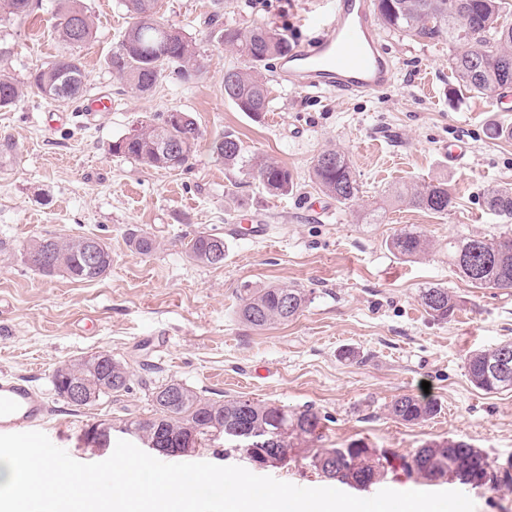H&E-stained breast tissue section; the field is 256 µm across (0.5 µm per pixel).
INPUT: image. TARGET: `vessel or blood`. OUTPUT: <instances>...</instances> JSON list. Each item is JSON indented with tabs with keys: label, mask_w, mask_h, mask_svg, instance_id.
Listing matches in <instances>:
<instances>
[{
	"label": "vessel or blood",
	"mask_w": 512,
	"mask_h": 512,
	"mask_svg": "<svg viewBox=\"0 0 512 512\" xmlns=\"http://www.w3.org/2000/svg\"><path fill=\"white\" fill-rule=\"evenodd\" d=\"M324 6L313 19L320 36L282 59L281 79L299 90L325 89L344 97L389 86L393 69L379 47L371 0H325ZM48 412L28 379L0 374V434L35 430Z\"/></svg>",
	"instance_id": "1"
}]
</instances>
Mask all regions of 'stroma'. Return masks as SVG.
I'll return each instance as SVG.
<instances>
[{"label": "stroma", "instance_id": "1", "mask_svg": "<svg viewBox=\"0 0 512 512\" xmlns=\"http://www.w3.org/2000/svg\"><path fill=\"white\" fill-rule=\"evenodd\" d=\"M22 24H0V45L18 81L63 50L57 0H35ZM94 23L78 48L85 98H111L92 115L73 103L33 94L0 111V372L27 377L52 409L42 431L80 462L108 451L84 433L100 420L153 410L147 384L175 379L216 400L244 398L291 409L315 408L325 419L322 447L354 440L406 454L429 440L461 438L491 466L512 462V391L474 388L464 359L512 340V288L476 289L448 264V242L466 236H512V218L487 211L484 195L512 184V95L488 101L458 89L447 43L427 45L381 29L395 79L383 89L343 98L303 93L281 82L276 60L261 73L271 104L252 120L224 96V70L239 56L211 36L213 0H159V20L195 40L202 70L184 80L166 71L139 96L113 75L107 59L130 23L122 0H83ZM318 0H227L223 23L264 25L303 43ZM191 113L206 138L238 137L248 159L270 158L294 175L292 194L273 196L250 167L225 166L200 147L184 171L146 168L112 152L113 141L157 122L163 112ZM464 138L462 164L443 148ZM345 152L359 199L338 207L310 180L317 155ZM447 183L455 198L439 215L390 200L395 187ZM241 211L266 221V237L228 238L220 266L192 261L185 245L200 232L224 233ZM413 229L431 252L405 261L390 237ZM141 230L157 241L147 255L128 242ZM35 236H91L112 251L108 275L92 283L44 277L24 261ZM444 286L461 305L447 322L426 313L421 289ZM297 286L312 301L288 323L257 330L237 314L244 287ZM356 354L348 360L342 355ZM108 352L127 362L134 384L121 400L76 411L53 391L55 370ZM427 395L440 407L410 426L390 403Z\"/></svg>", "mask_w": 512, "mask_h": 512}]
</instances>
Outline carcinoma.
I'll return each mask as SVG.
<instances>
[{
    "mask_svg": "<svg viewBox=\"0 0 512 512\" xmlns=\"http://www.w3.org/2000/svg\"><path fill=\"white\" fill-rule=\"evenodd\" d=\"M132 25L122 36L129 42L125 53L111 54L107 64L112 73L132 90L144 96L155 88L163 72L178 68L184 79L199 71L196 43L184 28L156 21L143 22L156 15L157 0H123ZM383 25L395 31L436 45L446 42L453 48L449 67L458 84L480 97L498 100L512 91V27L501 24L504 0H375ZM210 24L217 28V37L243 59V65L224 70V96L240 111L259 118L270 108L268 87L260 69L266 61L288 53V40L275 30L256 25L243 32L220 22L224 0H216ZM33 11V0H0V22H22ZM470 26V41L460 43L463 22ZM93 25L80 5V0H62L58 37L65 45L45 66L32 72L27 84L18 82L0 67V109H9L25 96L28 89L45 99L68 101L83 96L85 73L74 50L93 38ZM175 141L179 149L172 153L164 148ZM203 140V134L189 114L180 123L162 117L159 122L139 129L133 137L119 138L112 143V152L136 163L172 171L185 170ZM211 151L227 166L245 162L240 140L230 133L216 138ZM262 187L272 195L294 191L293 174L278 162L267 158L251 164ZM311 179L315 186L336 203L348 205L359 194V184L349 157L342 151L327 149L314 160ZM396 197L434 214H448L454 198L443 182H430L420 188L403 186ZM485 207L501 216H512V186H495L487 190ZM82 237H36L28 243L24 259L33 270L51 275L54 261L65 264L73 273L71 280L95 282L103 279L112 267V257L105 255L98 266L88 268L79 248ZM129 243L141 254H149L156 240L136 230L129 234ZM226 251L224 237L201 232L186 244L188 256L195 262L216 265L211 259L214 248ZM397 257L410 260L429 252L431 243L420 233L403 229L388 242ZM448 263L455 267L475 288H512V238L470 236L448 242ZM419 298L426 312L436 321H448L460 307V300L448 288L430 286L420 291ZM293 303L292 310L283 309V300ZM311 302L310 294L296 286L248 288L238 310L247 325L262 329L272 323L294 319ZM470 383L487 393L512 390V342L469 353L464 360ZM69 374L83 378L97 392L94 405L103 398H117L128 392L130 372L125 363L112 361V382L108 383L91 370L85 359L69 363ZM154 414L148 418L133 416L121 421L126 434H139L152 439L169 437L179 448H199L216 434H224L225 426L235 422L263 433L281 428L277 445L279 464L299 456L328 481L355 490L376 486L387 477L391 459L410 478L427 485L456 482L464 486L476 484L491 491L512 486V463L502 469L493 468L483 452L464 440H432L406 455H390L384 448H371L355 440L341 448H317L322 438L321 415L311 407L290 411L283 406L259 403L241 398L217 401L190 389L175 380L148 389ZM390 413L409 425L421 424L438 413L433 399L402 395L389 406Z\"/></svg>",
    "mask_w": 512,
    "mask_h": 512,
    "instance_id": "1",
    "label": "carcinoma"
}]
</instances>
